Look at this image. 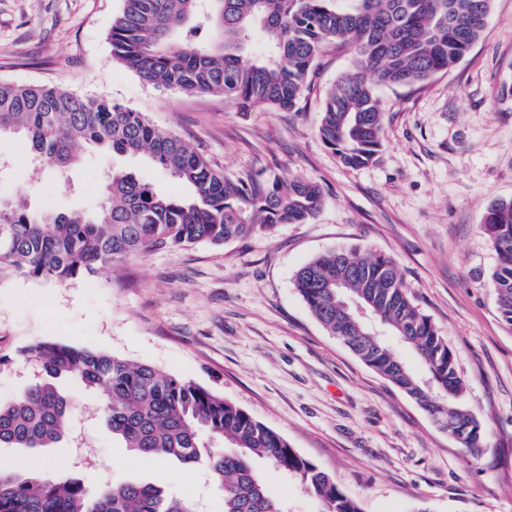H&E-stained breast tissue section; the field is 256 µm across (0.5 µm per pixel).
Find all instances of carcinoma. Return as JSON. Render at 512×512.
Masks as SVG:
<instances>
[{
    "label": "carcinoma",
    "instance_id": "cac0c4a2",
    "mask_svg": "<svg viewBox=\"0 0 512 512\" xmlns=\"http://www.w3.org/2000/svg\"><path fill=\"white\" fill-rule=\"evenodd\" d=\"M492 0H123L110 32L112 57L146 83L217 95L240 112L265 106L297 112L317 59L354 51L353 69L326 92L318 133L350 168L382 146L379 89L414 85L458 63L480 37ZM21 137L44 164H80L76 147L146 155L186 189L158 192L112 173L93 213L40 214L0 201V267L66 283L161 245H220L278 224H304L322 202L314 181L290 175L239 178L143 113L111 100L48 85L0 81V135ZM483 232L497 262L487 274L512 329V199L493 202ZM295 288L317 321L368 367L403 390L440 427L460 430L479 454L483 435L457 404L465 384L432 318L404 286L394 258L337 249L303 266ZM419 359L413 372L388 342ZM35 380L0 402V447L36 453L72 433L74 409L59 387L76 379L102 397L101 416L129 450L193 465L206 459L224 488V512H285L252 460L263 458L319 499L324 512H364L334 477L279 432L220 394L103 350L39 341L21 351ZM0 512H196L160 486L128 482L91 493L84 481H53L33 470L0 468Z\"/></svg>",
    "mask_w": 512,
    "mask_h": 512
}]
</instances>
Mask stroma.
Wrapping results in <instances>:
<instances>
[{"label":"stroma","instance_id":"35a3bbf8","mask_svg":"<svg viewBox=\"0 0 512 512\" xmlns=\"http://www.w3.org/2000/svg\"><path fill=\"white\" fill-rule=\"evenodd\" d=\"M122 0H0V80L49 84L145 113L232 176L298 175L323 201L305 224H280L221 245L164 246L65 284L0 268V400L29 382L21 351L43 340L105 350L217 390L334 475L364 512H512V328L486 281L495 251L481 229L488 205L512 198V0H493L466 56L423 87L379 91L382 148L344 167L318 125L327 89L349 71L347 49L325 52L300 111L240 112L219 96L144 84L113 61ZM133 173L170 195L181 186L143 156L83 151L67 175L0 139V199L39 212L97 209L108 175ZM341 247L392 255L404 283L453 351L464 403L483 431L472 455L405 392L365 365L315 319L296 272ZM65 392L92 446L31 455L0 448V467L79 475L90 491L130 481L162 486L224 512L204 465L130 451L93 412L97 394ZM257 467L289 512H322L302 485Z\"/></svg>","mask_w":512,"mask_h":512}]
</instances>
